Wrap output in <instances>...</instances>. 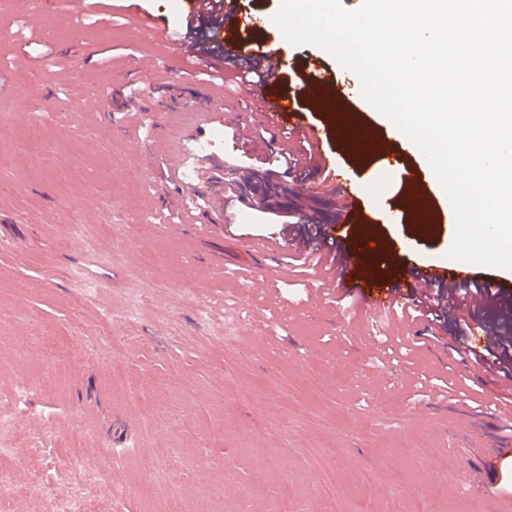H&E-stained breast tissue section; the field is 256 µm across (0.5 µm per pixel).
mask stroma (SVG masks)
<instances>
[{
    "mask_svg": "<svg viewBox=\"0 0 512 512\" xmlns=\"http://www.w3.org/2000/svg\"><path fill=\"white\" fill-rule=\"evenodd\" d=\"M148 13L183 26L170 0H48L37 20L0 0V411L19 420L17 488L0 512H50L53 494L73 490L112 512H277L284 502L324 512V464L336 474L337 512H499L512 497L489 499L480 484L512 479L501 417L417 395L420 374L452 378L467 364L431 342L380 358L381 336L412 330L367 314L364 289L322 303L308 276L289 270L249 286L261 257L237 241L282 230L261 211L245 210L228 228L208 208L186 212L167 169L205 134L191 112L200 87L172 50L130 27ZM270 39L326 68L353 110L385 127L357 76L327 52L291 45L275 26ZM132 84L145 94L128 99ZM162 123L167 157L144 150ZM211 149L224 172L194 170L199 194L244 173L274 192L286 181L273 148L253 161L219 131ZM430 200L436 231L418 234L406 214L384 232L402 265L444 276L456 219L441 186ZM73 224L88 225L87 236L71 237ZM84 281L96 296L82 293ZM133 288L149 298L127 320ZM116 358L143 401L113 382ZM22 382L35 391L19 409L11 392ZM39 433L54 460L36 497L28 488L38 452L26 439ZM75 448L104 469L101 483L82 484L69 467ZM142 460L167 464L176 503L139 489ZM448 466L457 482L418 493Z\"/></svg>",
    "mask_w": 512,
    "mask_h": 512,
    "instance_id": "stroma-1",
    "label": "stroma"
}]
</instances>
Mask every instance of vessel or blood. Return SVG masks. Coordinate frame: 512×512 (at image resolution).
<instances>
[{"label":"vessel or blood","mask_w":512,"mask_h":512,"mask_svg":"<svg viewBox=\"0 0 512 512\" xmlns=\"http://www.w3.org/2000/svg\"><path fill=\"white\" fill-rule=\"evenodd\" d=\"M176 9L184 23L180 31H171L161 14L133 16L132 26L172 49L192 73H213V81L203 87L198 108L218 113L219 126L233 129L242 144L258 148L263 144L262 134L285 133L289 148H309L314 171L290 185V192L327 196L337 203L336 220L331 224L316 212L303 214V223L311 229L308 237L287 230L277 240L248 243L250 252L268 259L259 270L262 279L282 274V253L302 251L313 253L318 260L315 277L321 293L337 295L349 284L366 282L372 292L365 307L374 316L441 295L448 313L459 321H475L485 335L482 350L473 353L469 362L474 375L489 374L488 358L499 348L505 328L501 311L512 304V283L502 280L491 293H477L471 289L475 278L467 265H457L447 278L402 266L381 231L382 225L394 223L405 210L423 218L421 232L432 231L428 193L436 175L431 165L416 169L403 159L387 134L373 130L361 114L352 111L343 90L335 87L324 68L290 63L286 54L272 46L267 20L247 10L243 0H176ZM246 61L264 74L261 82L244 88L258 109L225 111L222 78ZM301 97L309 100V110L298 107ZM330 142L345 154L343 166L327 167L325 146ZM368 156L385 161L399 182L397 192L381 189L370 204L362 201V186L354 181L358 160Z\"/></svg>","instance_id":"vessel-or-blood-1"}]
</instances>
